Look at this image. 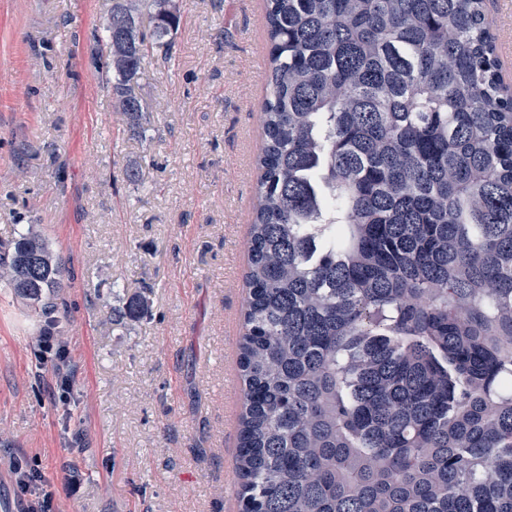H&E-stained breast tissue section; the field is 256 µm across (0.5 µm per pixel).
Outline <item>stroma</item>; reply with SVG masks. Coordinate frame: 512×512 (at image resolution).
<instances>
[{
	"instance_id": "obj_1",
	"label": "stroma",
	"mask_w": 512,
	"mask_h": 512,
	"mask_svg": "<svg viewBox=\"0 0 512 512\" xmlns=\"http://www.w3.org/2000/svg\"><path fill=\"white\" fill-rule=\"evenodd\" d=\"M174 3L171 47L136 82L137 133L95 55L112 0H0V242L39 225L65 265L52 317L0 287V456L49 486L53 512H240L270 46L264 0ZM486 20L512 67V0H487ZM135 297L145 310L124 316Z\"/></svg>"
}]
</instances>
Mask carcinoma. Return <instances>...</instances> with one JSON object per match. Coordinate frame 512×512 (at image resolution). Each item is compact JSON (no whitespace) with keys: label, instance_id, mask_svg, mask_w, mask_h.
I'll list each match as a JSON object with an SVG mask.
<instances>
[{"label":"carcinoma","instance_id":"cac0c4a2","mask_svg":"<svg viewBox=\"0 0 512 512\" xmlns=\"http://www.w3.org/2000/svg\"><path fill=\"white\" fill-rule=\"evenodd\" d=\"M171 2L112 0L104 26L134 130ZM485 12L266 0L243 512H512V97ZM64 275L33 224L0 244V283L42 315Z\"/></svg>","mask_w":512,"mask_h":512}]
</instances>
